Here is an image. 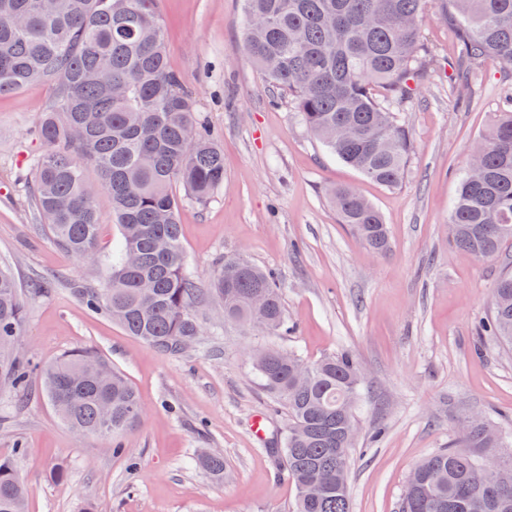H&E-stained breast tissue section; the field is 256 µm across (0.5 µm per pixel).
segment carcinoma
Masks as SVG:
<instances>
[{
    "mask_svg": "<svg viewBox=\"0 0 512 512\" xmlns=\"http://www.w3.org/2000/svg\"><path fill=\"white\" fill-rule=\"evenodd\" d=\"M244 49L301 122L344 164L386 187L401 180L413 140L402 112L433 54L424 41L428 0H245ZM458 69L488 57L512 70V0H450ZM0 0V96L35 80L55 84L35 160L34 209L53 240L82 259L97 254L99 172L122 240L106 288L86 303L131 336L179 355L203 335L194 312L207 294L224 319L277 331L287 325L273 275L236 255L201 289L185 271L180 184L202 204L224 185V153L166 59L157 0ZM449 215L448 238L479 259L512 243V111L500 113L471 154ZM341 223L371 249L389 246L378 210L351 187L331 193ZM19 285L0 267V381L27 392L29 363L14 354ZM489 333L512 346V273L492 291ZM288 410L280 468L296 487L293 512H351V447L363 378L349 354L306 362L272 348L253 361ZM58 416L79 434L119 438L145 414L135 389L95 351L68 353L43 370ZM482 420L412 468L398 512H512V449ZM16 459L0 458V512H26Z\"/></svg>",
    "mask_w": 512,
    "mask_h": 512,
    "instance_id": "obj_1",
    "label": "carcinoma"
}]
</instances>
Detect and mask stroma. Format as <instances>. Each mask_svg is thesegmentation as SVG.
Masks as SVG:
<instances>
[{"label":"stroma","instance_id":"1","mask_svg":"<svg viewBox=\"0 0 512 512\" xmlns=\"http://www.w3.org/2000/svg\"><path fill=\"white\" fill-rule=\"evenodd\" d=\"M441 8L430 0L423 20L435 61L404 114L413 150L390 188L338 162L287 100H273L244 51V0H160L168 65L224 152L223 186L180 210L186 268L204 288L224 255H243L273 273L288 320L287 331H261L225 321L209 301L197 310L204 335L178 357L129 336L79 294L110 274L121 229L109 194L95 200L93 263L58 246L31 206L37 127L54 84L0 97V265L22 288L16 345L34 367L26 400L0 384V458H18L28 512H293L295 486L271 453L288 412L253 375L248 353L259 346L309 362L347 353L360 366L353 512H397L413 466L448 447L464 417L512 435V349L477 331L497 279L512 270V244L483 261L448 241L460 176L501 110L504 73L484 60L472 96L458 98L455 30ZM336 184L375 205L387 252L340 223L326 194ZM36 279L49 287L34 295ZM85 349L122 372L145 407L122 454L64 425L43 393L42 370ZM206 452L223 456L222 473L198 465Z\"/></svg>","mask_w":512,"mask_h":512}]
</instances>
